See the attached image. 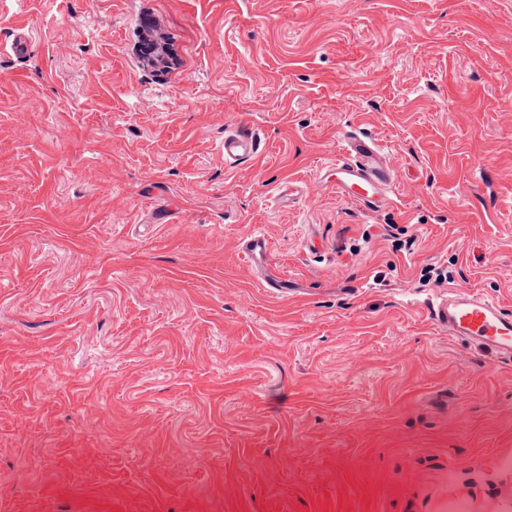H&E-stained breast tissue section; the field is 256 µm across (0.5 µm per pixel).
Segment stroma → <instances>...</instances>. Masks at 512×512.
<instances>
[{
    "label": "stroma",
    "instance_id": "obj_1",
    "mask_svg": "<svg viewBox=\"0 0 512 512\" xmlns=\"http://www.w3.org/2000/svg\"><path fill=\"white\" fill-rule=\"evenodd\" d=\"M18 32L0 512H512V365L426 309L512 308V0H0ZM354 132L397 175L372 214L326 181ZM165 43L158 38H142L138 47L140 57L163 68H169V54ZM221 151L225 164L232 166L254 158L258 153V141L251 131L241 126H226ZM244 257L254 266L268 268L269 241L261 232H254L243 242Z\"/></svg>",
    "mask_w": 512,
    "mask_h": 512
}]
</instances>
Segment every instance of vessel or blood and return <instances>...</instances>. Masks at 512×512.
Here are the masks:
<instances>
[{
  "label": "vessel or blood",
  "mask_w": 512,
  "mask_h": 512,
  "mask_svg": "<svg viewBox=\"0 0 512 512\" xmlns=\"http://www.w3.org/2000/svg\"><path fill=\"white\" fill-rule=\"evenodd\" d=\"M224 162L234 165L254 158L258 153L256 136L239 126L224 130L221 147ZM331 185L337 194L358 202L374 212L392 203L397 179L385 163L383 146L368 137L350 136L342 154L331 164ZM243 254L254 266L265 269L268 287L286 293L283 278L268 273L269 241L259 232L243 242ZM432 322L444 328L449 337L487 349L504 363H512V309L472 288L452 287L447 297L428 309Z\"/></svg>",
  "instance_id": "obj_1"
}]
</instances>
